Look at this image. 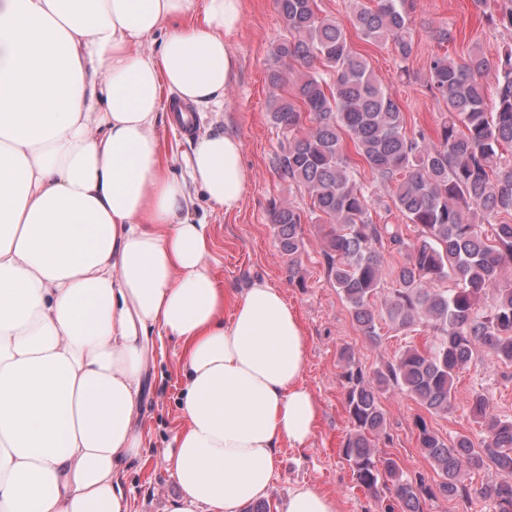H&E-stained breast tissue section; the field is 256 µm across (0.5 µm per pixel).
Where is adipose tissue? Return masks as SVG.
<instances>
[{"instance_id":"ef3b65f1","label":"adipose tissue","mask_w":512,"mask_h":512,"mask_svg":"<svg viewBox=\"0 0 512 512\" xmlns=\"http://www.w3.org/2000/svg\"><path fill=\"white\" fill-rule=\"evenodd\" d=\"M242 21L243 0H0V512H130L164 336L184 372L168 512H242L314 434L295 313L263 281L228 301L190 220L192 184L240 207L241 140L205 132L180 180L157 136L162 91L223 109Z\"/></svg>"}]
</instances>
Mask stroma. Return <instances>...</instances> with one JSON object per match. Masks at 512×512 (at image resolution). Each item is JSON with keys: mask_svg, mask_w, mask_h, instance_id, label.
I'll list each match as a JSON object with an SVG mask.
<instances>
[{"mask_svg": "<svg viewBox=\"0 0 512 512\" xmlns=\"http://www.w3.org/2000/svg\"><path fill=\"white\" fill-rule=\"evenodd\" d=\"M243 22L231 40L236 61L233 83L227 92L222 114L192 106L195 124L183 134L170 122L158 126L165 153L171 156L170 173L186 175V160L197 135L227 127L243 144L248 188L239 209L231 214L211 203L199 188H192L194 220L209 224L214 272L220 288L242 293L254 280L278 288L295 310L306 339L304 382L317 406L314 434L306 447L278 450L276 476L267 501L273 512H282L288 493L295 485L311 483L335 497L338 512H382L380 503L356 486L352 472L340 453L350 430L344 409L338 354L342 346L354 348L363 368L374 370L393 358L407 343L423 345L433 336L425 327L413 332L383 328L380 345L371 344L361 333L345 302L328 280L323 265V240L313 224L304 226V253L300 276H293L287 256L280 253L271 223V210L283 203L307 209L304 189L288 182L277 167L287 142L270 121L267 101L272 91L268 76L281 69L274 57L275 44L288 36L275 0H243ZM443 25L458 33L448 53L458 59L472 46L496 58L503 45L512 43V31L482 22L473 0H416L411 15L413 51L400 60L392 43H369L355 29L347 34L352 47L361 53L382 80L385 89L399 103L407 130L416 126L433 128L446 106L426 86L427 65L438 46L433 27ZM182 345L164 340L145 376L141 399V422L145 446L126 470V486L138 512H166L177 494L176 482L165 469L164 454L172 446V435L180 423L179 399L184 386L181 370ZM456 404L448 414H426L413 398L399 390L382 394L389 442L379 445L381 453L396 457L412 476L434 481L437 475L421 452L414 426L416 416H425L429 426L442 438L457 434L478 436L467 407L477 389L487 390L495 414L512 418V364L498 362L483 354L479 365L461 370L455 381Z\"/></svg>", "mask_w": 512, "mask_h": 512, "instance_id": "35a3bbf8", "label": "stroma"}]
</instances>
